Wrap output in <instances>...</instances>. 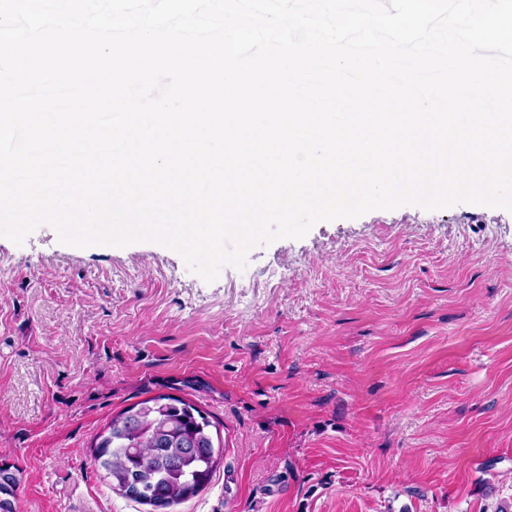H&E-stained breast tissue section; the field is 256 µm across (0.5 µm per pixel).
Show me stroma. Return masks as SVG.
Here are the masks:
<instances>
[{
  "mask_svg": "<svg viewBox=\"0 0 512 512\" xmlns=\"http://www.w3.org/2000/svg\"><path fill=\"white\" fill-rule=\"evenodd\" d=\"M247 265L209 283L156 243L0 237L14 512H153L91 450L162 394L224 449L176 512H512V211L373 210Z\"/></svg>",
  "mask_w": 512,
  "mask_h": 512,
  "instance_id": "1",
  "label": "stroma"
}]
</instances>
